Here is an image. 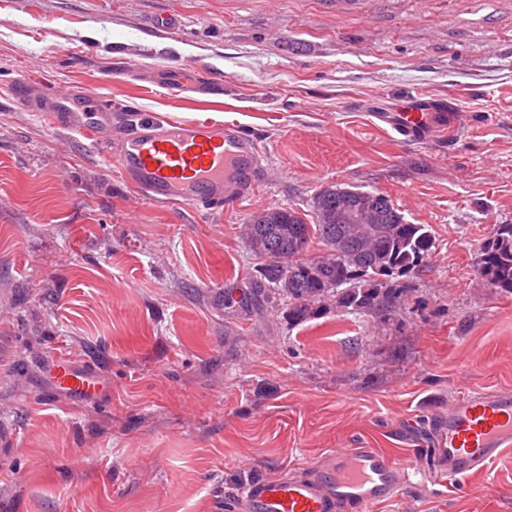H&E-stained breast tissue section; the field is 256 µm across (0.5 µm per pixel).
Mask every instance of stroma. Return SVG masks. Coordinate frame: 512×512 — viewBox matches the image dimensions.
Returning a JSON list of instances; mask_svg holds the SVG:
<instances>
[{"label":"stroma","instance_id":"stroma-1","mask_svg":"<svg viewBox=\"0 0 512 512\" xmlns=\"http://www.w3.org/2000/svg\"><path fill=\"white\" fill-rule=\"evenodd\" d=\"M179 18L175 30L158 25ZM179 79L181 92L167 90ZM92 89L115 116L225 118L267 178L209 213L142 198L94 134L15 101ZM421 94L458 127L409 144L375 111ZM384 194L431 252L386 314L294 321L245 227ZM512 224V0H0V512H230L342 448L408 480L379 512H512V453L445 487L429 421L512 388V292L478 270ZM66 356L104 391L55 394Z\"/></svg>","mask_w":512,"mask_h":512}]
</instances>
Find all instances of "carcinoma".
Here are the masks:
<instances>
[{
    "label": "carcinoma",
    "mask_w": 512,
    "mask_h": 512,
    "mask_svg": "<svg viewBox=\"0 0 512 512\" xmlns=\"http://www.w3.org/2000/svg\"><path fill=\"white\" fill-rule=\"evenodd\" d=\"M315 223L309 224L294 210L268 208L251 219L246 240L260 257L278 252L288 257V267L269 263L260 278L288 297L290 313L297 320L310 315L312 304L325 299L336 283L352 288L336 294L343 308L382 314L399 297L395 288H381L378 278L408 275L419 270L429 256L431 239L423 224H409L387 196L350 188L328 187L314 200ZM370 206L377 223L359 228L354 224H330L326 216L336 207ZM328 255L305 261L301 256L312 240ZM480 274L495 288L512 290V224H501L497 238L484 249L478 263Z\"/></svg>",
    "instance_id": "1"
}]
</instances>
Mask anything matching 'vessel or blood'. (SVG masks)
<instances>
[{"instance_id":"b4317fda","label":"vessel or blood","mask_w":512,"mask_h":512,"mask_svg":"<svg viewBox=\"0 0 512 512\" xmlns=\"http://www.w3.org/2000/svg\"><path fill=\"white\" fill-rule=\"evenodd\" d=\"M95 102L89 113L94 127H111L112 107L86 91ZM16 102L54 113L66 121L70 97L46 100L19 89ZM375 118L404 140L421 143L447 129L454 120L444 100L414 96L397 112ZM257 140L232 122L156 121L135 136L118 159L120 170L135 178L145 196L221 209L233 205L261 182L265 172ZM59 388L75 396L89 395L90 379L68 362L55 367ZM437 442V474L460 482L512 450V389L462 396L433 421ZM408 474L404 466L372 448H345L324 456L300 477L257 479L239 491L238 512H366L390 501Z\"/></svg>"}]
</instances>
